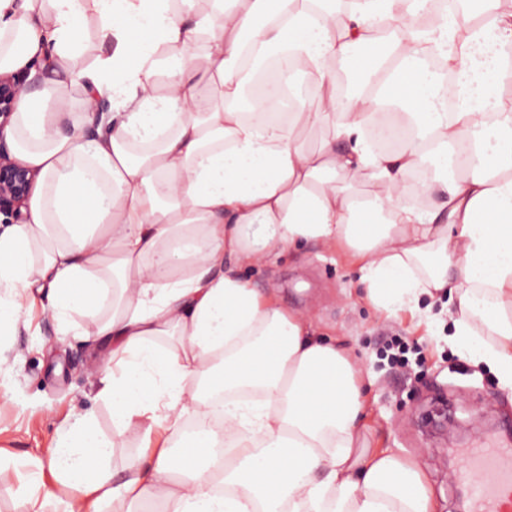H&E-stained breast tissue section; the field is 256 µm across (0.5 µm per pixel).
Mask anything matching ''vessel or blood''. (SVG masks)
<instances>
[{"label": "vessel or blood", "instance_id": "b4317fda", "mask_svg": "<svg viewBox=\"0 0 512 512\" xmlns=\"http://www.w3.org/2000/svg\"><path fill=\"white\" fill-rule=\"evenodd\" d=\"M460 455L471 512H512V448H464Z\"/></svg>", "mask_w": 512, "mask_h": 512}]
</instances>
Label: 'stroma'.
Masks as SVG:
<instances>
[{
    "instance_id": "obj_1",
    "label": "stroma",
    "mask_w": 512,
    "mask_h": 512,
    "mask_svg": "<svg viewBox=\"0 0 512 512\" xmlns=\"http://www.w3.org/2000/svg\"><path fill=\"white\" fill-rule=\"evenodd\" d=\"M247 276L288 310L309 313L317 336L351 352L369 383L365 446L397 453L423 474L435 512H457V449L512 447V393L495 373L435 336L424 314L406 309L391 316L375 307L345 249L310 242L268 257ZM60 330L51 311L37 308L28 325L0 343V448L13 459L43 455L89 410L113 438L112 468L122 471L143 441L132 430L117 433L111 407L95 396L92 383L108 349ZM394 338L412 349L406 367L390 368L383 357Z\"/></svg>"
}]
</instances>
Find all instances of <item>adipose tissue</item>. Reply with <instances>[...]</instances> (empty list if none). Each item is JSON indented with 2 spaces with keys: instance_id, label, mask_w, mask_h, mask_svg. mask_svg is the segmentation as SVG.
I'll list each match as a JSON object with an SVG mask.
<instances>
[{
  "instance_id": "ef3b65f1",
  "label": "adipose tissue",
  "mask_w": 512,
  "mask_h": 512,
  "mask_svg": "<svg viewBox=\"0 0 512 512\" xmlns=\"http://www.w3.org/2000/svg\"><path fill=\"white\" fill-rule=\"evenodd\" d=\"M476 2L460 38L423 26L430 0H360L340 20L305 0H0V68L46 57L64 73L23 96L9 130L40 182L25 222L0 232V337L40 294L58 320L92 318L83 336L110 349L98 396L145 444L115 475L111 440L80 416L23 458L31 506L431 512L419 471L360 442L358 362L241 271L307 242L348 248L388 313L446 294L451 339L512 391V0ZM90 22L102 51L77 67ZM381 25L400 40L365 53ZM285 51L313 98L281 119L265 94L240 107L252 72ZM436 52L453 82L426 66ZM338 60L365 77L343 99ZM100 98L106 136L90 133ZM314 127L328 135L311 149ZM377 128L405 146L379 151ZM423 166L422 194L444 196L433 211L405 201ZM242 388L256 402L214 400ZM220 445L234 463L219 475L185 454Z\"/></svg>"
}]
</instances>
